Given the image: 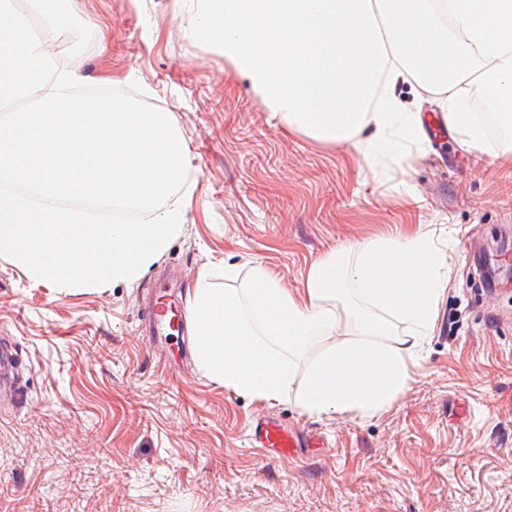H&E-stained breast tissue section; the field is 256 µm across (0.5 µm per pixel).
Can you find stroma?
<instances>
[{
	"label": "stroma",
	"instance_id": "35a3bbf8",
	"mask_svg": "<svg viewBox=\"0 0 512 512\" xmlns=\"http://www.w3.org/2000/svg\"><path fill=\"white\" fill-rule=\"evenodd\" d=\"M91 31L48 33L87 84L172 113L192 187L167 252L136 283L62 294L0 257V336L13 337L21 397L0 399V489L11 512H512V288H488L479 246L512 235L502 138L470 151L455 133L369 159L285 135L250 84L193 38L203 0H69ZM419 227L446 254L448 284L414 380L369 418L309 416L184 376L139 332L150 290L192 292L199 272L263 264L289 291L350 244ZM260 416L293 427L289 458L259 455Z\"/></svg>",
	"mask_w": 512,
	"mask_h": 512
}]
</instances>
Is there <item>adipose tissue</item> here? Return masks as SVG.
<instances>
[{
	"mask_svg": "<svg viewBox=\"0 0 512 512\" xmlns=\"http://www.w3.org/2000/svg\"><path fill=\"white\" fill-rule=\"evenodd\" d=\"M195 34L215 43L288 134L364 155L425 136L397 94L413 80L462 144L484 151L467 106L512 122V0H209ZM446 256L418 230L316 260L288 292L263 265L236 288L203 270L190 301L197 365L225 389L302 413L371 416L410 385L435 321Z\"/></svg>",
	"mask_w": 512,
	"mask_h": 512,
	"instance_id": "ef3b65f1",
	"label": "adipose tissue"
}]
</instances>
